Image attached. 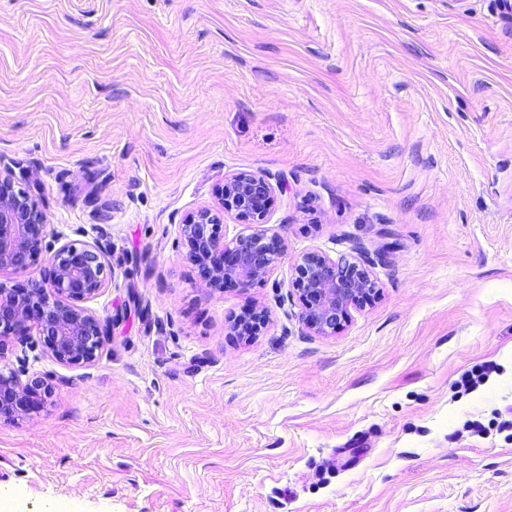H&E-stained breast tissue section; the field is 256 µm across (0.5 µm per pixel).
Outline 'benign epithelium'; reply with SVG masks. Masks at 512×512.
I'll return each mask as SVG.
<instances>
[{
  "label": "benign epithelium",
  "instance_id": "benign-epithelium-1",
  "mask_svg": "<svg viewBox=\"0 0 512 512\" xmlns=\"http://www.w3.org/2000/svg\"><path fill=\"white\" fill-rule=\"evenodd\" d=\"M274 194L269 177L241 171L217 189L218 206L202 207L185 218L182 243L206 287L222 292L228 284H260L287 255L286 238L272 228L230 240L218 234L226 213L240 224L266 223ZM354 252L334 260L311 251L294 261L292 287L301 303L299 319L310 332L336 334L350 308L366 306L377 297L373 261L362 246ZM39 262L43 275L37 280L29 272ZM0 271L18 277L9 286L0 282V356L13 339L22 346L17 365H0V419L15 420L39 412L54 389L52 376L29 371L27 352L38 349L63 365H88L97 359L106 333L82 303L106 287L111 271L99 248L61 242L31 194L25 173L9 168L0 170ZM266 320L267 311L255 308L232 318L228 329L251 340Z\"/></svg>",
  "mask_w": 512,
  "mask_h": 512
}]
</instances>
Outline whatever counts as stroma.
<instances>
[{
    "label": "stroma",
    "mask_w": 512,
    "mask_h": 512,
    "mask_svg": "<svg viewBox=\"0 0 512 512\" xmlns=\"http://www.w3.org/2000/svg\"><path fill=\"white\" fill-rule=\"evenodd\" d=\"M0 165L112 271L96 361L29 356L0 512H512V439L469 427L512 415L502 0H0ZM242 170L288 253L213 291L180 226ZM358 243L378 299L308 332L294 259ZM245 316H235L231 319L228 329L242 339L251 340L258 336L267 320V311L264 308H255Z\"/></svg>",
    "instance_id": "35a3bbf8"
}]
</instances>
